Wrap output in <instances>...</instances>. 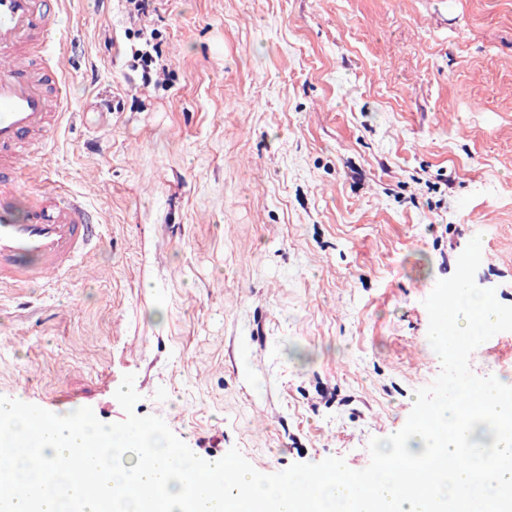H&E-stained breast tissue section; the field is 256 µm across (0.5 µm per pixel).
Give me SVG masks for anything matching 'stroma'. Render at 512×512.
<instances>
[{"label":"stroma","mask_w":512,"mask_h":512,"mask_svg":"<svg viewBox=\"0 0 512 512\" xmlns=\"http://www.w3.org/2000/svg\"><path fill=\"white\" fill-rule=\"evenodd\" d=\"M129 8L59 17L70 117L17 206L82 192L103 242L0 288V396L114 423L131 373L136 414L203 459L362 467L441 370L423 301L474 228L512 305V0ZM470 367L512 383V332Z\"/></svg>","instance_id":"obj_1"}]
</instances>
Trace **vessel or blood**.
<instances>
[{
	"label": "vessel or blood",
	"mask_w": 512,
	"mask_h": 512,
	"mask_svg": "<svg viewBox=\"0 0 512 512\" xmlns=\"http://www.w3.org/2000/svg\"><path fill=\"white\" fill-rule=\"evenodd\" d=\"M58 5L0 0V287L45 284L100 242L85 196L45 192L17 212L22 152H37L67 100L57 79Z\"/></svg>",
	"instance_id": "vessel-or-blood-1"
}]
</instances>
